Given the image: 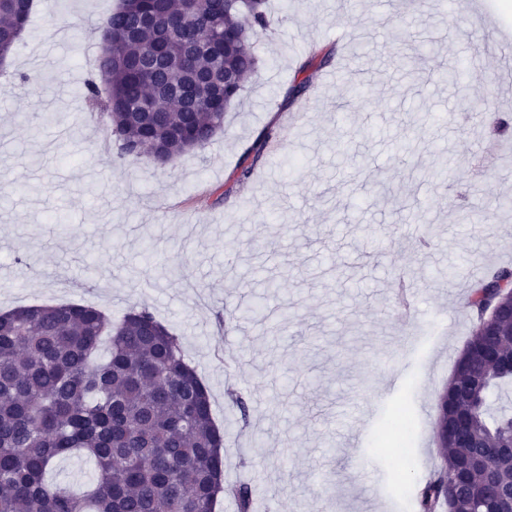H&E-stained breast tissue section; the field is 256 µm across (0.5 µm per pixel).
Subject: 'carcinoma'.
<instances>
[{
    "instance_id": "cac0c4a2",
    "label": "carcinoma",
    "mask_w": 512,
    "mask_h": 512,
    "mask_svg": "<svg viewBox=\"0 0 512 512\" xmlns=\"http://www.w3.org/2000/svg\"><path fill=\"white\" fill-rule=\"evenodd\" d=\"M198 25L188 41L208 38L206 51L185 53L166 44L167 26L187 9ZM32 0H0V54L27 24ZM149 12L156 21L144 24ZM271 26L266 0H120L100 30L106 45L100 81L84 87L91 104L103 103L104 129L120 159L148 155L169 165L205 148L224 129L226 112L240 102L244 77L258 60L253 43ZM224 84V98L201 109L181 97L155 98L156 87L187 86L209 94ZM512 277L490 272L473 292L476 325L470 350L458 361L441 397L439 418L462 420L480 447L512 443V412L492 398L512 384V323L479 334L488 286ZM262 307L243 314L271 331ZM224 433L215 423L211 395L186 357L179 336L147 306H134L114 323L100 308L81 303L31 305L0 312V512H215L227 493L249 512L246 485L224 487ZM86 455L96 465L93 487L81 494L48 480L53 463ZM459 449L420 489L419 512H439L446 489L458 488L457 512H504L512 504V453L485 471H463Z\"/></svg>"
}]
</instances>
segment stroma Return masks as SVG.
<instances>
[{
	"mask_svg": "<svg viewBox=\"0 0 512 512\" xmlns=\"http://www.w3.org/2000/svg\"><path fill=\"white\" fill-rule=\"evenodd\" d=\"M118 3L34 0L0 66V311L149 306L209 387L224 480L251 485L252 512H417L471 292L512 268V211L495 209L512 198V91L493 32L473 0H268L258 73L223 132L161 171L101 152L108 116L83 96L105 51L87 36ZM313 48L327 62L288 101ZM265 129L275 150L239 180ZM472 210L486 222L460 223ZM182 262L188 277L162 276ZM270 281L272 317L288 315L276 336L237 319ZM400 405L405 454L382 434Z\"/></svg>",
	"mask_w": 512,
	"mask_h": 512,
	"instance_id": "1",
	"label": "stroma"
}]
</instances>
